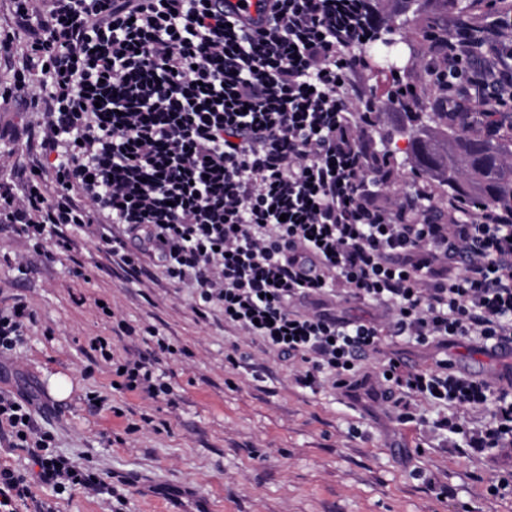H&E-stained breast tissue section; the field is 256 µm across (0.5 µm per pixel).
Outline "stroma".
<instances>
[{"instance_id":"stroma-1","label":"stroma","mask_w":512,"mask_h":512,"mask_svg":"<svg viewBox=\"0 0 512 512\" xmlns=\"http://www.w3.org/2000/svg\"><path fill=\"white\" fill-rule=\"evenodd\" d=\"M394 76L371 67L362 76L380 109L375 138L391 154L398 192L413 185L411 153L399 149L409 121L393 108ZM24 298L35 320L26 344L0 369V390L29 393L46 409L60 453L92 460L121 484L124 512H512V497L486 495L512 472V448L473 458L451 448L417 452V432L383 406L351 407L338 392L297 388L287 364L224 327L219 311L199 318L187 290L152 262L132 277L115 269L96 238L79 236L70 260L45 266L23 238H0V307ZM151 328L177 349L158 368L175 401L112 391V376L90 341L112 338L118 323ZM239 368L225 362L229 352ZM465 372L494 378L512 363L449 345ZM60 375V399L49 380ZM107 396L108 408L86 397ZM122 407L124 416L113 414ZM150 423H142L141 415ZM140 425L126 434L128 422ZM113 436L115 444L104 441ZM448 486L439 497L415 476Z\"/></svg>"}]
</instances>
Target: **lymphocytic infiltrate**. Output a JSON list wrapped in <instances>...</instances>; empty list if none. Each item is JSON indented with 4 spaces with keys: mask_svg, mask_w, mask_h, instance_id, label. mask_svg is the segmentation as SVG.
<instances>
[{
    "mask_svg": "<svg viewBox=\"0 0 512 512\" xmlns=\"http://www.w3.org/2000/svg\"><path fill=\"white\" fill-rule=\"evenodd\" d=\"M10 2L0 64L14 84L0 97L39 119L9 135L23 153L0 150L1 233L33 241L48 265L73 250L74 229L131 272L151 255L191 289L199 316L221 308L262 352L293 361L299 388L388 405L473 456L512 447V371L496 384L444 355L410 366L395 349L512 343V207H442L420 180L388 195L394 167L376 146L374 95L350 48L379 35L392 0H255L251 12L235 0ZM456 29L430 35L425 63L393 99L496 136L512 112V9L489 0ZM339 298L384 317L339 315ZM32 321L22 300L0 308L1 360ZM175 352L153 336L150 351L113 361L112 380L172 395L157 365ZM423 403L435 419L418 413ZM0 442L38 469L0 467V512H56L55 496L76 489L118 494L57 452L33 396L0 392ZM36 481L51 497H37Z\"/></svg>",
    "mask_w": 512,
    "mask_h": 512,
    "instance_id": "lymphocytic-infiltrate-1",
    "label": "lymphocytic infiltrate"
}]
</instances>
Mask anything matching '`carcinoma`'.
I'll use <instances>...</instances> for the list:
<instances>
[{
	"label": "carcinoma",
	"instance_id": "1",
	"mask_svg": "<svg viewBox=\"0 0 512 512\" xmlns=\"http://www.w3.org/2000/svg\"><path fill=\"white\" fill-rule=\"evenodd\" d=\"M427 118L443 127L447 148L436 147L417 129L413 155L420 170L436 177L453 197L512 204V162L507 158L512 154V138L505 133L494 141L470 134L459 129L456 116L448 112H431Z\"/></svg>",
	"mask_w": 512,
	"mask_h": 512
}]
</instances>
